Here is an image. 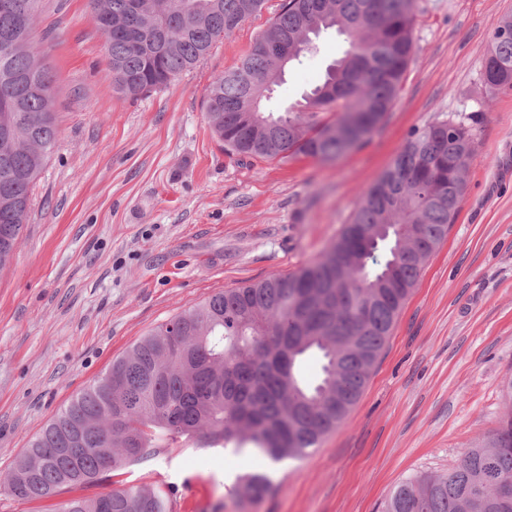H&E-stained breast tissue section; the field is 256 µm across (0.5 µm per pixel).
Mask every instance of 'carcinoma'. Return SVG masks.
<instances>
[{"label": "carcinoma", "mask_w": 512, "mask_h": 512, "mask_svg": "<svg viewBox=\"0 0 512 512\" xmlns=\"http://www.w3.org/2000/svg\"><path fill=\"white\" fill-rule=\"evenodd\" d=\"M42 0H0V272L13 261L33 194L57 137L52 72L30 36ZM109 31V74L138 96L194 67L265 0H170L159 40L148 0H89ZM412 0H284L250 53L210 86L206 117L228 151L273 160L288 152L334 160L367 141L401 89L415 53ZM334 29L348 48L298 110L270 112L266 99L313 39ZM512 14L493 25L489 91L512 89ZM474 138L460 123L413 133L359 199L351 223L323 256L285 276L219 291L149 330L77 393L28 443L7 482L19 500L51 497L196 437L204 448L248 449L271 462L301 459L358 403L420 273L448 234L467 188ZM385 249L384 260L375 253ZM320 354L317 383L299 372ZM254 502L272 491L244 475ZM112 512H173L149 485L107 493ZM59 512H102L75 498ZM381 512H512V416L463 451L448 471L398 482Z\"/></svg>", "instance_id": "carcinoma-1"}]
</instances>
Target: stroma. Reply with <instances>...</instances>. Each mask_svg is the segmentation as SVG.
Returning <instances> with one entry per match:
<instances>
[{"label":"stroma","mask_w":512,"mask_h":512,"mask_svg":"<svg viewBox=\"0 0 512 512\" xmlns=\"http://www.w3.org/2000/svg\"><path fill=\"white\" fill-rule=\"evenodd\" d=\"M281 3L266 0L192 69L132 97L113 87L88 0H43L32 46L53 71L57 142L0 273V512H57L69 499L142 483L165 489L174 512H379L393 485L447 471L507 413L512 90L490 93L483 65L512 0H413L417 51L401 91L370 138L332 162L230 154L205 118L209 86ZM317 44L292 63L267 110L302 105L346 48L332 29ZM443 120L475 138L457 217L361 399L319 448L274 464L185 440L51 498L4 492L29 440L149 329L218 291L319 259L410 135ZM257 470L275 490L253 505L235 487Z\"/></svg>","instance_id":"stroma-1"}]
</instances>
